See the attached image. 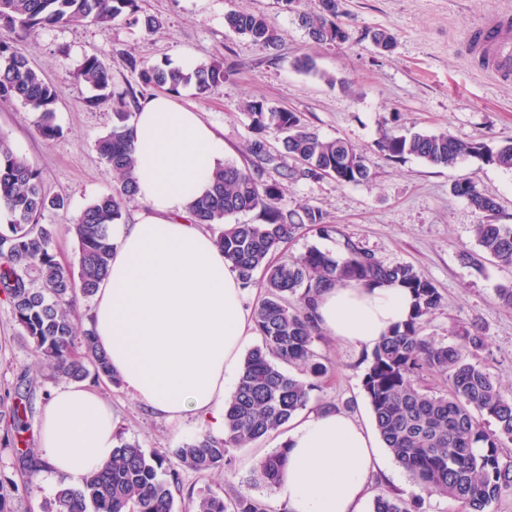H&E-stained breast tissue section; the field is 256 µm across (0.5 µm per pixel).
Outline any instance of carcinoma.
I'll return each mask as SVG.
<instances>
[{"label": "carcinoma", "instance_id": "cac0c4a2", "mask_svg": "<svg viewBox=\"0 0 512 512\" xmlns=\"http://www.w3.org/2000/svg\"><path fill=\"white\" fill-rule=\"evenodd\" d=\"M126 16L147 34L161 26L159 18L140 13L138 0H0V103L18 101L37 114L36 129L45 140L62 135L55 122L59 90L27 58L13 48V40L35 27L60 28L83 20L109 26ZM343 8L302 14L299 20L318 44L346 43L350 33L341 17ZM225 25L263 50L278 47V29L263 15L230 11ZM364 38L389 51L395 37L384 29H365ZM129 67L138 72L142 89L171 93L191 86L207 98L224 86L227 72L220 62H201L190 71L149 64L131 56ZM293 66L336 84V77L317 68L309 56ZM80 80L98 91L96 104L112 108V127L96 149L108 173L116 179L112 192L86 206L66 225L77 242V267L61 264L52 248L57 225L44 224L47 211H63L61 197L48 196L41 172L0 134V296L8 303L17 325L30 341L40 362L53 377L68 381L114 380L105 355L98 349L93 329L79 323L73 305L77 295L94 296L105 276L114 244L112 224L124 221L136 200L131 147L132 109L137 92L112 90V72L96 55L84 56L76 66ZM255 138L251 155L274 165L279 178L264 180L258 168L226 161L213 174L211 189L193 206L195 223L208 228L224 260L238 272L245 286L262 274L263 297L253 311L260 345L243 359L234 393L224 403V441L206 435L171 454L146 453L136 442L118 440L112 461L85 479L79 487H62L55 512H176L180 470L209 474L224 468L231 451L245 448L279 433L307 407L311 393L328 367L315 351L320 333L313 318L316 292L325 284L396 282L410 290L413 311L371 350L363 379L383 444L413 481L429 494H439L461 505V512H489L504 493L512 491V457L502 453L503 441H512V397L476 360L485 349L484 338L465 331L459 344H445L423 334V322L439 308L442 296L412 266H386L346 241L339 255L310 248L287 261L270 260L279 247L307 224L328 235L334 227L323 212L307 205L299 211L278 207L282 180L358 183L371 176L361 148L341 138L327 139L307 127L296 112L279 110L265 100L244 105ZM282 135L285 154L295 161L282 166L266 149L263 134ZM390 158L415 156L434 166H451L465 157L512 169V143L497 149L483 142L462 141L450 133L415 132L409 136L383 128L377 141ZM455 195L466 199L479 216L474 234L480 252L466 253L472 264L491 258L512 268V225L498 223L499 205L470 178L456 181ZM256 211L257 224H228L226 218ZM82 337L83 350L74 347ZM293 366L301 379L286 371ZM436 373L446 380L443 392L422 385ZM22 402L0 397V414L8 416L14 432L24 428ZM285 458L282 449L263 457L245 478L248 485L272 491L279 484ZM416 505L387 494L373 500L372 512H414ZM184 512H271L266 501L249 493L232 497L210 492Z\"/></svg>", "mask_w": 512, "mask_h": 512}]
</instances>
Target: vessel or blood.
<instances>
[{
    "instance_id": "1",
    "label": "vessel or blood",
    "mask_w": 512,
    "mask_h": 512,
    "mask_svg": "<svg viewBox=\"0 0 512 512\" xmlns=\"http://www.w3.org/2000/svg\"><path fill=\"white\" fill-rule=\"evenodd\" d=\"M466 54L483 59V70L498 78L512 77V14L492 11L466 34Z\"/></svg>"
}]
</instances>
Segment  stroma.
I'll return each instance as SVG.
<instances>
[{
	"instance_id": "obj_1",
	"label": "stroma",
	"mask_w": 512,
	"mask_h": 512,
	"mask_svg": "<svg viewBox=\"0 0 512 512\" xmlns=\"http://www.w3.org/2000/svg\"><path fill=\"white\" fill-rule=\"evenodd\" d=\"M140 6L161 20L156 33L143 34L120 17L109 26L87 20L77 26L37 28L13 43L16 52L60 89L56 122L62 134L54 140L37 134L35 113L21 103L0 105V133L40 170L45 192L68 203L67 212L46 213L45 223L68 222L114 185L96 150L97 140L111 128L112 110L93 105L94 89L64 71L60 49H68L73 63L87 54L101 58L112 71L117 92L138 84L127 63L131 56L172 67L185 56L223 62L230 76L221 91L203 99L188 86L176 98L202 112L223 137L226 160L241 163L247 157L253 133L242 103L256 98L299 113L323 137L362 148L371 170L369 180L347 185L329 178L284 183L281 209L318 207L334 231L321 236L302 226L275 253V260L312 247L337 255L349 241L382 264L413 266L442 296L441 306L424 322L425 335L449 344L461 330L478 331L487 342L479 362L512 395V308L497 297L498 288L512 282V268L491 260L478 266L463 260L464 251L477 248L478 216L466 199L452 192L456 180H476L496 198L501 223L512 224V170L473 157L448 167L433 166L413 156L387 157L375 146L388 121L402 134L445 130L493 148L512 143V80L480 71L462 48L465 34L482 15L512 11V0H345L350 39L332 48L315 44L298 20L299 14L319 11V0H298L288 11L278 0H140ZM232 10L265 15L281 34L278 48L259 49L229 31L224 16ZM367 27L391 32L394 49L378 52L362 37ZM302 55L312 56L320 71L335 75L336 84L294 69V58ZM315 350L329 371L313 392L309 410L332 408L372 424L362 387L365 350L329 336L316 341ZM41 371L9 305L0 300V395L22 381L34 382L26 400L28 431L14 445L0 441V495L11 512H52L58 491L46 471L30 475L20 471L18 462L22 450L38 446L39 407L55 386ZM97 387L112 406L118 432L146 452L168 453L207 433L190 420L178 424L150 415L121 383L103 378ZM283 441L278 433L233 450L229 465L206 476L182 471L177 508L187 507L192 494L241 490V478ZM370 493L418 503L420 512H460L457 502L426 495L403 470L394 477L376 474Z\"/></svg>"
}]
</instances>
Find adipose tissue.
Returning a JSON list of instances; mask_svg holds the SVG:
<instances>
[{
  "mask_svg": "<svg viewBox=\"0 0 512 512\" xmlns=\"http://www.w3.org/2000/svg\"><path fill=\"white\" fill-rule=\"evenodd\" d=\"M132 127L143 209L111 227L112 259L92 302L95 339L133 399L171 423L200 421L220 441L254 326L241 280L191 223L190 206L223 164L224 140L167 93L142 100ZM411 311L409 290L387 283L333 285L315 303L321 334L366 350ZM116 446L112 408L92 384H61L41 406L38 454L61 484L81 485ZM285 450L280 512H362L384 467L372 430L332 409L295 417Z\"/></svg>",
  "mask_w": 512,
  "mask_h": 512,
  "instance_id": "adipose-tissue-1",
  "label": "adipose tissue"
}]
</instances>
